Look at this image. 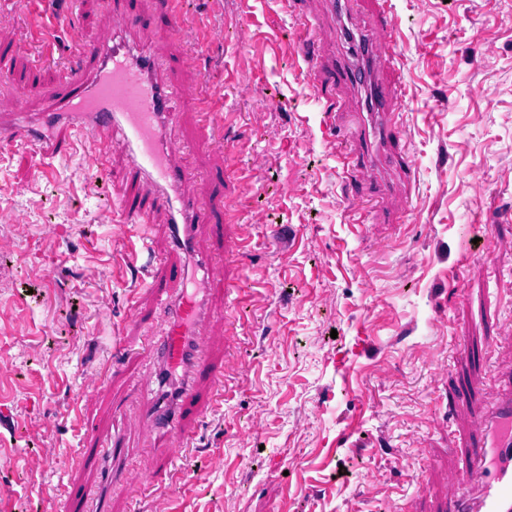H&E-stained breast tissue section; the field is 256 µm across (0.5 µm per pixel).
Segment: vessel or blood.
<instances>
[{"instance_id": "vessel-or-blood-1", "label": "vessel or blood", "mask_w": 512, "mask_h": 512, "mask_svg": "<svg viewBox=\"0 0 512 512\" xmlns=\"http://www.w3.org/2000/svg\"><path fill=\"white\" fill-rule=\"evenodd\" d=\"M285 10L302 4L308 36L298 40L312 78L315 96L324 104L326 122L347 132L344 155L353 159L355 182L384 211L404 213L414 200L406 182L417 170L408 148L409 134L398 116L405 90L397 76L392 35L396 23L386 0H372L375 25L361 63L339 56L337 68L327 71L320 53L306 45L335 44L339 14L359 24L358 0H280ZM178 41H197L205 47L224 40V29L199 31L180 0H169L158 22H150L140 0H126L109 10V22L95 40L73 39L72 57L85 60L81 70H66L50 98L36 112L22 97L0 98V144L24 143L34 160L61 153L62 131L74 132L87 149L82 166L95 183L108 185L112 167H121L137 181V194L115 188L121 223L158 225L159 237H145L147 254L163 250L170 271L152 276L148 293L155 296L160 319L151 328L155 337V375H168L171 392L155 387L143 394L141 420L151 429L153 443L168 449L170 465L148 472H126L128 485L176 487L174 465L190 441V420L204 408L201 387L220 394L223 387L244 377V364H229L210 356L213 345L228 348L233 331L213 337L208 331L215 288L223 284L225 267L213 261L205 247L216 239L225 258H238L249 224L236 219L237 202L256 192L267 157L254 158L247 176L225 184L223 172L210 183V201L201 205L184 164L187 145L174 136L185 112H193L197 127L224 129L223 109L212 105L196 81H175L169 63L154 55L146 42L159 31ZM0 43L13 60L37 68L39 60L25 32L0 23ZM495 345L501 358L492 380L475 379L468 389L469 405L455 418L466 427L470 458L464 469H449L438 484L422 481L410 503H397L394 512H411V504L433 496L432 512H512V323L500 328ZM86 444L75 464L94 476L92 483L71 485L64 512H111L115 483L111 481L114 439L101 431H85Z\"/></svg>"}]
</instances>
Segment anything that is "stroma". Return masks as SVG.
I'll use <instances>...</instances> for the list:
<instances>
[{
    "label": "stroma",
    "instance_id": "35a3bbf8",
    "mask_svg": "<svg viewBox=\"0 0 512 512\" xmlns=\"http://www.w3.org/2000/svg\"><path fill=\"white\" fill-rule=\"evenodd\" d=\"M181 8L218 25L245 18L256 33L253 47L201 54L157 40L231 114L223 141L191 163L221 155L242 168V140L269 159L268 193L242 202V219L263 221L230 273L235 299L216 289L209 325L219 336L236 320L249 378L194 421L176 489H134L112 512H391L426 473L429 448L457 440L433 425L492 374V338L512 321V258L493 254L496 237L512 234V0H389L418 205L368 224L347 209L358 186L336 150L345 133L322 123L287 47L294 19L275 0ZM106 11L99 0H25L16 22L59 56L95 37ZM57 77L15 65L0 91L39 98ZM249 82L285 108L256 119L236 92ZM81 152L74 143L39 165L25 147L0 152V209L23 218L0 224L11 242L0 254V406L13 415L0 428V512H59L84 478L64 461L93 422L120 434L123 468L165 461L129 400L152 362L139 318L153 299L126 257L141 229L114 223L110 201L89 195ZM288 182L294 195H271ZM424 346L443 351L447 385L418 356Z\"/></svg>",
    "mask_w": 512,
    "mask_h": 512
}]
</instances>
